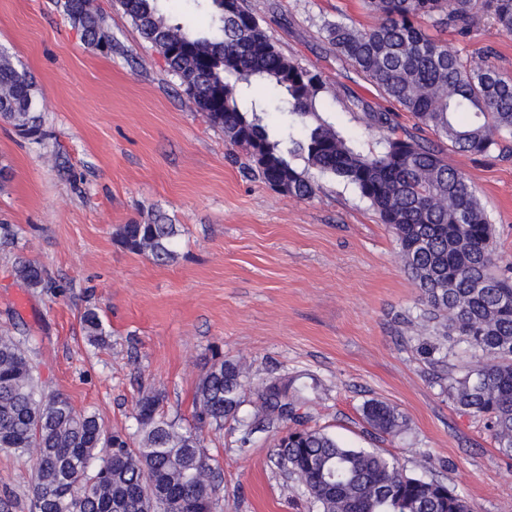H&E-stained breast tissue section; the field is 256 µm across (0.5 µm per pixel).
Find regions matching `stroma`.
I'll use <instances>...</instances> for the list:
<instances>
[{
    "label": "stroma",
    "mask_w": 512,
    "mask_h": 512,
    "mask_svg": "<svg viewBox=\"0 0 512 512\" xmlns=\"http://www.w3.org/2000/svg\"><path fill=\"white\" fill-rule=\"evenodd\" d=\"M279 50L318 71L323 116L362 151L374 146L370 113L393 110L401 130L431 139L362 74L339 60L325 21L373 24L362 0H248ZM111 50L87 45L54 0H0V49L43 91L42 143L0 122V334L25 339L42 380L107 427L134 431L147 390L166 416L191 422L197 384L214 351L243 361L256 391L288 382L309 399L308 424L354 448H378L407 472L435 478L472 512H512V456L494 446L484 418L459 410L438 377L471 359L424 325L422 296L390 229L350 184L313 173L301 200L255 179L241 151L211 126L116 0H95ZM492 47L512 75V36L480 16L464 51ZM440 150L476 186L491 217L501 268L512 267V156ZM162 213L179 229L178 258L158 265L118 240L123 224ZM44 270L42 287L13 274ZM109 333L91 346L85 309ZM386 402L408 426L380 436L362 407ZM278 423L244 437L233 421L204 430L217 474L215 512H316L276 465ZM30 461L0 452V497L31 512ZM15 275L28 287H40L44 281L43 268L31 261H19L14 267Z\"/></svg>",
    "instance_id": "35a3bbf8"
}]
</instances>
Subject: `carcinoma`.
<instances>
[{
  "label": "carcinoma",
  "mask_w": 512,
  "mask_h": 512,
  "mask_svg": "<svg viewBox=\"0 0 512 512\" xmlns=\"http://www.w3.org/2000/svg\"><path fill=\"white\" fill-rule=\"evenodd\" d=\"M94 0H56V7L97 49L112 35ZM161 0H117L142 37L209 123L241 148L252 173L272 188L306 199L315 186L290 158L352 184L400 245V258L426 309L422 319L455 336L474 353L459 373L448 372V396L462 411L483 416L500 452L512 456V279L497 272L492 224L475 186L448 167L432 143L399 132L389 112L369 114L378 149L358 151L319 112L327 92L321 76L285 56L262 30L247 0L227 6L204 0L214 23L193 32L171 22ZM375 25L327 21L324 38L336 56L367 77L448 146L468 155L504 150L512 139V77L500 72L487 48L468 54L440 38L467 40L487 13L499 34L512 35V0H364ZM43 97L34 77L0 50V121L43 137ZM288 113L299 132L288 149L271 137L262 114ZM176 225L157 213L120 227L129 251L156 262L177 258ZM15 275L29 287L43 268L19 261ZM89 344H105L99 313L82 315ZM244 367L218 356L194 396V425L159 411L162 395L135 403V436L105 428L100 416L78 411L46 389L24 340L0 336V451L33 461L32 512H212L213 473L202 432L233 420L249 436L261 426L290 421L277 444L278 463L305 488L319 512H471L466 498L444 483L406 472L381 450L351 448L307 425L308 398L286 382L257 393L252 417L239 415ZM366 423L396 436L406 417L370 400Z\"/></svg>",
  "instance_id": "1"
}]
</instances>
